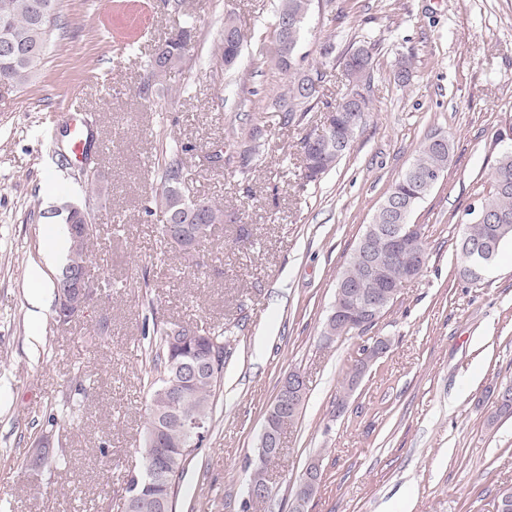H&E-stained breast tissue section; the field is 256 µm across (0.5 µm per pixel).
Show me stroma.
<instances>
[{
    "label": "stroma",
    "mask_w": 512,
    "mask_h": 512,
    "mask_svg": "<svg viewBox=\"0 0 512 512\" xmlns=\"http://www.w3.org/2000/svg\"><path fill=\"white\" fill-rule=\"evenodd\" d=\"M279 0H184L193 23L186 59L156 87L136 91L151 51L178 26L163 0H62L61 28L28 85L0 86V503L6 512H122L123 479L143 466L148 345L165 323L227 328L224 379L208 439L188 465L176 512H289L296 481L318 460L308 512H493L512 487V415L496 416L488 388L512 383V239L479 283L459 275V242L512 147V0H314L297 55L372 53L371 110L350 152L316 184L301 179L306 127L278 124L268 104L286 77L257 42ZM233 13L248 34L234 68L210 53ZM411 58L408 84L395 79ZM101 142L71 154L64 116ZM252 112L268 126L251 173L207 156ZM450 139L448 169L409 221L422 225L428 259L367 335L321 340L336 277L366 224L430 136ZM190 145L189 193L223 200L230 223L199 251L202 271L162 238L144 212L163 150ZM95 162L105 188L87 198ZM91 204L99 238L89 265L112 294L62 325L54 307L29 316L27 272L49 247L63 205ZM389 341L343 414L336 399L369 336ZM306 397L281 436L273 494L247 503L248 461L288 373ZM88 388L78 427L48 423ZM67 438L65 470H20L41 436ZM109 446L102 456L100 446Z\"/></svg>",
    "instance_id": "stroma-1"
}]
</instances>
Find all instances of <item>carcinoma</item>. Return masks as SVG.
Wrapping results in <instances>:
<instances>
[{"label": "carcinoma", "mask_w": 512, "mask_h": 512, "mask_svg": "<svg viewBox=\"0 0 512 512\" xmlns=\"http://www.w3.org/2000/svg\"><path fill=\"white\" fill-rule=\"evenodd\" d=\"M61 0H0V41L8 37L15 41L19 55L6 58L0 54V77L8 80L11 87L26 85L43 64V60L52 44L54 31L59 29ZM312 6V0H280L279 6L268 23L270 46L267 52L277 68L288 76V82L281 92L272 98L274 112L278 113L279 124L300 127L308 120V115L319 103H324L328 112L335 114V129L331 136L344 143V152H349L357 135L365 124L370 112V100L364 98L363 108L358 119L348 118L351 113L349 93H344L336 103L321 99V90L309 93V84L313 81L325 83L328 67L336 60L335 44L332 37L321 42L319 56L321 61L302 68L297 63V45L302 24ZM176 33L158 43L146 70L147 79L137 91L140 99L150 101L152 88L166 78L168 72L176 67V61L186 54L191 42L193 26L184 19L178 22ZM224 29L230 31V37H221L212 52L215 64L229 70L239 57L245 36L236 19L224 17ZM346 75L351 87H367L368 66L371 54L364 46H349L341 54ZM246 127L240 133H231L227 145L232 157L237 159L239 172L243 175L256 168L263 159L262 147L266 142L267 130L258 117L245 114ZM308 132L299 142L303 160L302 179L308 183L321 180L323 174L331 170L339 158L327 149L311 150ZM192 150L186 144H169L162 173L159 177L161 191L155 197V208L168 213L173 212L179 223L189 225L188 239L194 245L209 239L218 225L226 223L228 215L224 205L204 194L197 201L183 199L176 188L185 181V163L183 155ZM453 146L449 139L435 146L432 140L421 144L408 172L394 184L390 193L400 200L414 205L422 202L426 177L445 174L451 159ZM66 223L70 240V250L66 265L72 273L89 275L88 264L91 246L98 239V223L93 210L87 207L66 206ZM472 219L465 226L460 244L484 245L493 247L498 254L500 245L508 238L512 239V151L500 153L491 176L490 188L483 194L478 209L471 211ZM371 249L387 256V262L376 277L366 274L361 260L362 250L355 247L350 258L340 272L338 279L357 283L363 288L387 292L392 300L398 299L402 284L422 272L402 254H389V242L383 235L375 236ZM351 327L343 332L333 328V336L339 339L349 334H364L375 323L364 324L361 313L345 314ZM157 338L151 345V362L156 377L148 381L147 389V426L146 434L154 433L161 447L167 450L163 457L154 456L143 448L144 469L160 468L168 473L164 481H153L147 473H129L125 480L123 503L132 512H153V504L162 500L169 505L168 512H175L186 467L197 454V449L185 444L186 433L181 422L183 416H197L210 420L213 413L217 387L224 373V329L216 326L186 328L176 324L164 325L156 331ZM216 349L217 373L212 376L200 375L187 380V383L169 392L167 388L171 374L170 362H191L199 358L200 353ZM259 462L251 466V476L256 483H267L268 466L274 457L255 451ZM36 466L59 469L69 464L64 448H45L41 456L31 459ZM141 494L135 503H128L132 492Z\"/></svg>", "instance_id": "obj_1"}]
</instances>
